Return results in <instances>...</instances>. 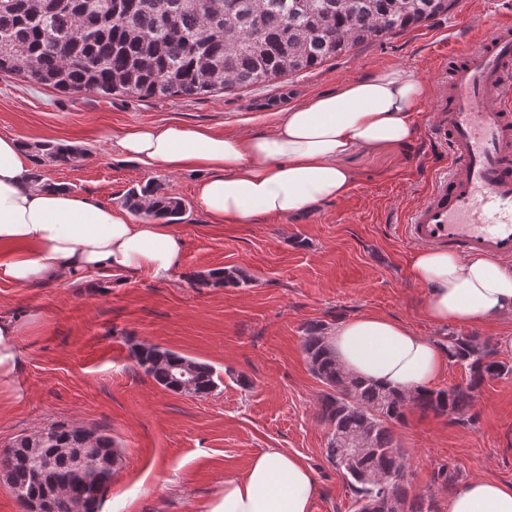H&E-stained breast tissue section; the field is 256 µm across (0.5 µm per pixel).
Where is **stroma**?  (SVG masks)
<instances>
[{
    "label": "stroma",
    "instance_id": "stroma-1",
    "mask_svg": "<svg viewBox=\"0 0 512 512\" xmlns=\"http://www.w3.org/2000/svg\"><path fill=\"white\" fill-rule=\"evenodd\" d=\"M510 15L512 0H466L463 10L351 50L306 75L228 94L106 99L0 73V134L89 152L70 166L42 163L43 181L115 208L130 189L151 183L186 207L176 225L184 249L169 279L96 273L76 286L0 282V318L20 325L18 382L27 392L20 402L0 396V452L53 423L102 430L121 462L100 512H202L225 477L241 473L260 450L283 448L314 472L320 492L312 512H351L346 480L327 459L331 430L319 417L326 387L306 361L305 329L312 323L330 329L374 312L440 345L451 332L489 340L512 333V315L451 331L429 322L428 290L409 276L413 246L404 235L408 211L448 165L447 152L430 136L445 55ZM391 66L414 69L428 86L415 141L395 152L350 157L357 178L348 194L293 217L210 223L196 202L199 174L144 172L117 158L114 137L128 127L266 130L307 97ZM217 268L240 270L250 282L241 288L196 282L197 274ZM142 345L208 363L220 378L217 389L201 398L162 388L132 355ZM494 358L509 371L478 390L474 422L413 410L394 425L411 492L432 491L445 504L451 490L436 476L446 465L460 482L483 475L512 483V355Z\"/></svg>",
    "mask_w": 512,
    "mask_h": 512
}]
</instances>
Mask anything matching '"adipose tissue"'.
I'll list each match as a JSON object with an SVG mask.
<instances>
[{
    "label": "adipose tissue",
    "instance_id": "obj_1",
    "mask_svg": "<svg viewBox=\"0 0 512 512\" xmlns=\"http://www.w3.org/2000/svg\"><path fill=\"white\" fill-rule=\"evenodd\" d=\"M426 96L414 70L383 68L280 113L268 132L139 125L116 145L123 160L145 171L201 173L196 198L212 223L256 224L345 197L356 179L347 157L413 142L414 114ZM31 164L14 136L0 135V282L25 288L103 272L170 277L183 248L173 224H136L59 186L33 185ZM409 273L428 288L424 314L435 324L512 313V269L489 257L423 247L411 255ZM18 332L13 320L0 318V394L15 401L26 396L17 381ZM328 343L350 372L404 390L431 387L448 364L436 343L379 314L337 323ZM318 491L301 457L268 448L242 474L225 478L204 512H312ZM446 512H512V484L472 477L457 486Z\"/></svg>",
    "mask_w": 512,
    "mask_h": 512
}]
</instances>
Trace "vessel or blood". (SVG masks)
I'll list each match as a JSON object with an SVG mask.
<instances>
[{"mask_svg":"<svg viewBox=\"0 0 512 512\" xmlns=\"http://www.w3.org/2000/svg\"><path fill=\"white\" fill-rule=\"evenodd\" d=\"M432 110L448 170L407 214L406 239L512 260L511 22L449 57Z\"/></svg>","mask_w":512,"mask_h":512,"instance_id":"vessel-or-blood-1","label":"vessel or blood"}]
</instances>
